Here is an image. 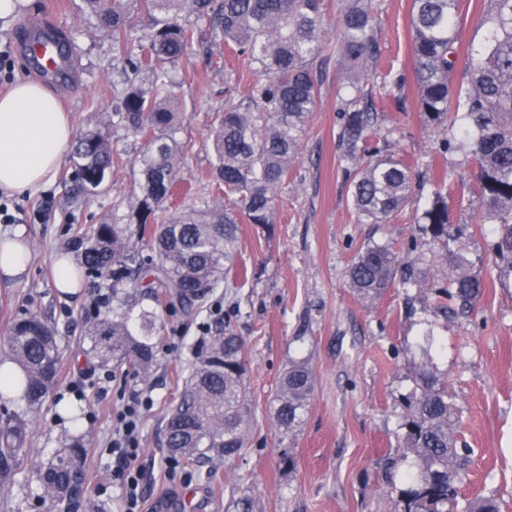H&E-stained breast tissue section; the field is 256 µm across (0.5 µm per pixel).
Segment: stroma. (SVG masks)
Segmentation results:
<instances>
[{
  "mask_svg": "<svg viewBox=\"0 0 512 512\" xmlns=\"http://www.w3.org/2000/svg\"><path fill=\"white\" fill-rule=\"evenodd\" d=\"M380 55L361 81L379 107L375 144L418 161L428 182L387 224L360 222L354 210L348 161L339 142L343 88L349 73L336 53V20L343 0H323L325 50L315 66L322 75L317 104L299 140L287 178L275 192V222L241 225L235 270L246 283L227 279L194 318L165 309L156 363L141 378L115 364L86 366V329L95 315L97 289L79 285L59 292L57 255L71 236L63 218L74 185L70 159L53 180L13 197L27 229L32 263L17 281L0 282V360L10 357L7 336L19 319L37 315L55 328L61 352L55 389L32 414L26 453L0 463V512H49L35 468L61 448L65 437L85 435L86 501L61 504L60 512H121L123 495L112 481L108 450L112 423L133 396H150L138 431L137 463L145 472L142 512H393V501L417 474L414 456L400 445L416 375L428 365L448 385L459 417V445L473 448V462L458 483L448 512L469 501L494 500L512 512V275L499 256L491 225L473 186L477 169L458 143L460 126L437 128L419 110L412 57V0H373ZM484 0H462L459 49L475 52L486 39ZM64 31L74 48L76 76L67 83L43 80L26 61L22 38L29 23ZM12 49L15 78L43 83L68 112L76 134L107 133L122 164L105 190L83 199L87 222L111 220L116 201L138 187L134 157L144 143L113 125L126 88L119 54L95 28L83 0H31L20 17L0 28V45ZM396 71L402 88L383 87ZM179 121L175 138L187 145L181 178L168 205L180 212L216 196L210 128L218 113L242 107L258 73L224 45L205 55L189 49L176 63ZM444 177L455 246L484 282L469 316L454 315L448 269L438 241L418 217ZM392 244L409 263L417 287L393 285L368 299L351 287L348 272L370 244ZM229 324L245 341V401L253 430L240 457L214 463L210 478L185 466L170 468L166 448L169 412L184 390L202 326ZM307 362L314 394L295 430L280 429L270 411L291 362ZM402 456L386 472L387 458Z\"/></svg>",
  "mask_w": 512,
  "mask_h": 512,
  "instance_id": "1",
  "label": "stroma"
}]
</instances>
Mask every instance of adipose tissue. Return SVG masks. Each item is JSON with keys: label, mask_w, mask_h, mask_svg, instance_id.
<instances>
[{"label": "adipose tissue", "mask_w": 512, "mask_h": 512, "mask_svg": "<svg viewBox=\"0 0 512 512\" xmlns=\"http://www.w3.org/2000/svg\"><path fill=\"white\" fill-rule=\"evenodd\" d=\"M74 137L57 99L41 84L18 81L0 92V190L23 194L48 184ZM32 260L24 229L0 235V280L23 276Z\"/></svg>", "instance_id": "1"}]
</instances>
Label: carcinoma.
<instances>
[{"label":"carcinoma","mask_w":512,"mask_h":512,"mask_svg":"<svg viewBox=\"0 0 512 512\" xmlns=\"http://www.w3.org/2000/svg\"><path fill=\"white\" fill-rule=\"evenodd\" d=\"M97 30L112 38L121 54L129 87L112 124L146 139L134 159L139 191L120 200L112 222L85 224L82 205L73 197L64 217L76 225L69 239L76 273L109 289L100 295L87 330L85 355L106 365H127L147 376L156 361L159 333L149 303L191 316L219 288L233 269L238 224L274 223V193L288 175L299 138L315 110L319 78L313 68L324 51L320 41L322 0H85ZM489 36L477 57L466 62L467 86L455 88L459 65L456 18L460 0H413L412 54L420 110L430 125L462 117L464 134L478 165V190L485 220L495 225L497 250L512 264V0H486ZM147 14V50L126 44L130 12ZM195 17L190 21L189 17ZM209 21V31L197 21ZM338 52L349 71L341 112L340 141L355 165L353 206L360 220L387 224L413 191L416 161L384 154L372 145L377 109L362 101L359 81L377 61L376 15L371 0H348L337 18ZM224 39L258 65L261 78L245 108L216 116L211 134L216 158L214 182L235 206H206L179 215L165 202L177 182L184 147L177 143L176 112L171 102L169 67L193 44ZM149 83L144 89L141 78ZM120 162L106 135L98 130L80 137L73 149L71 181L78 192L93 195L104 188ZM418 223L429 225L449 261L448 278L456 310L471 311L483 284L453 248L448 230V192L437 187ZM349 280L367 298L395 282L416 285L400 255L389 245H368L349 269ZM11 363L21 370L11 386L20 390L25 412L0 427V462L17 456L29 428L26 414L37 411L57 383L59 345L56 332L39 317L16 322L8 336ZM196 363L187 388L171 411L166 447L172 456L209 477L199 467L241 455L250 432L244 404V340L216 323L211 336L195 347ZM419 393L409 402L403 448L418 461L415 485L394 501V512H448L456 483L472 463L471 450L456 446L458 418L448 402L444 382L421 369ZM314 390L305 362L284 373L274 417L286 430L302 419ZM87 443L71 436L39 465L43 498L51 503L79 502L85 496L83 458Z\"/></svg>","instance_id":"carcinoma-1"}]
</instances>
